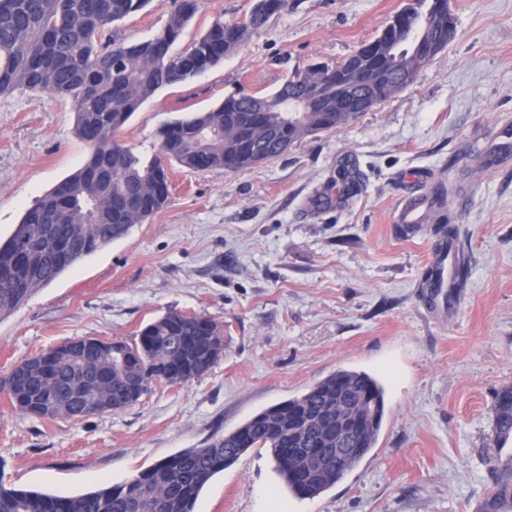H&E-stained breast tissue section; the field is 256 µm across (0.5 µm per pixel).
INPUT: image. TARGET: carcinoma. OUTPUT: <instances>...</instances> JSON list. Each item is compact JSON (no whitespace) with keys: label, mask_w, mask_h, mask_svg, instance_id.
Returning a JSON list of instances; mask_svg holds the SVG:
<instances>
[{"label":"carcinoma","mask_w":512,"mask_h":512,"mask_svg":"<svg viewBox=\"0 0 512 512\" xmlns=\"http://www.w3.org/2000/svg\"><path fill=\"white\" fill-rule=\"evenodd\" d=\"M151 0H0V95L19 88L71 101L73 134L91 147L86 163L35 200L19 230H27L41 256L36 266L0 276V315L18 308L36 289L55 281L84 257L125 237L166 204L169 169L194 172L241 171L285 154L309 136L339 130L359 113L342 104L365 89L379 105L415 81L418 69L448 46V16L432 0L394 13L397 23L363 42L333 67L311 65L293 71L266 95L231 94L218 107L194 112L158 132L159 151L150 160L117 139L139 107L159 89L187 82L240 51L251 33L298 0H261L242 21L217 20L189 48L172 47L195 16L198 0H167L165 25L133 44L104 31ZM448 250L457 227L447 215L433 228ZM76 246L64 262L55 239ZM149 343L117 341L109 346L71 340L40 352L44 377L16 380L31 359L0 379V392L23 414L44 420H81L99 413L91 405L63 399L43 405L45 388L79 362L112 373V399L126 398L128 386L145 394L152 384L185 385L207 372L224 353V329L212 318L169 311L140 333ZM135 365L120 369L113 349ZM262 411L205 448H187L139 472L121 485L72 496L16 489L0 477V512H194L196 499L217 473L250 448L270 450L288 491L316 497L339 482L374 447L385 414L384 391L365 372L339 370L303 394ZM360 418L364 427L347 460L318 469L291 448H334L329 429L336 416ZM495 442L512 438V385L494 403ZM493 483L476 512H512V463L492 468Z\"/></svg>","instance_id":"1"}]
</instances>
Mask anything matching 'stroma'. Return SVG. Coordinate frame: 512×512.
I'll return each instance as SVG.
<instances>
[{
	"mask_svg": "<svg viewBox=\"0 0 512 512\" xmlns=\"http://www.w3.org/2000/svg\"><path fill=\"white\" fill-rule=\"evenodd\" d=\"M407 0H300L192 81L158 90L121 133L151 151L157 131L228 95L274 92L294 70L329 66L373 38ZM253 0H200L177 47ZM457 34L413 84L345 127L237 172L172 166L166 205L125 238L70 267L0 319V376L77 337L133 342L170 311L211 317L224 354L183 386L157 383L125 409L41 420L0 393V478L71 496L122 484L186 448H203L342 369L384 389L377 443L319 496L290 493L271 453L252 448L215 475L194 512H476L494 441V396L512 384V169L484 170L512 125V0H451ZM167 19L159 0L112 24L127 42ZM68 99L0 95V243L25 210L90 155ZM361 188L336 201L340 164ZM454 184L447 211L468 265L461 287L422 282L439 238L402 233L404 175Z\"/></svg>",
	"mask_w": 512,
	"mask_h": 512,
	"instance_id": "obj_1",
	"label": "stroma"
}]
</instances>
